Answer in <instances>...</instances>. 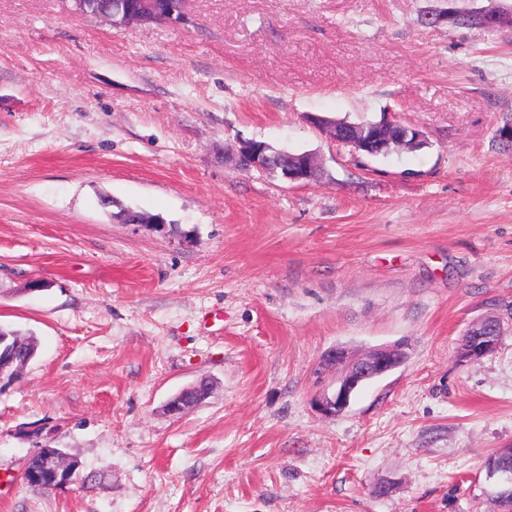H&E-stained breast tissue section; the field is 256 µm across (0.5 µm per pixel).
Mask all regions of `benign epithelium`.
I'll return each mask as SVG.
<instances>
[{
	"label": "benign epithelium",
	"instance_id": "obj_1",
	"mask_svg": "<svg viewBox=\"0 0 512 512\" xmlns=\"http://www.w3.org/2000/svg\"><path fill=\"white\" fill-rule=\"evenodd\" d=\"M172 5L167 0H138L127 10L125 25L139 24L159 15L173 25L186 20L184 5L186 0H175ZM459 15L455 7L444 10H432L424 13L422 22L436 25L442 22L453 26ZM480 21V27L497 31L512 30V11L500 12L483 9L474 12ZM313 122L324 128L325 134L333 141L351 147L355 152L367 155H380L394 148H418L427 145L425 135L418 129L381 120L369 124V128H359L351 124L324 126L322 117L316 116ZM290 183L307 184L314 181V171L318 167L315 157L306 153L296 159L273 160L266 153V147L254 142L241 140L236 152V164L242 170H267L272 164ZM504 321L496 314H489L475 322L463 339L460 357L466 360L480 359L495 352L501 336L504 335ZM406 358L405 345L398 343L376 348L367 354L350 359L341 351L336 350L328 355L325 363L340 366L336 377V389L330 396L318 400L317 407L325 416H336L350 404L354 392L366 382L379 378L400 366ZM77 466L67 458L48 456L43 467L33 470L30 475L36 479H47L57 486L73 480Z\"/></svg>",
	"mask_w": 512,
	"mask_h": 512
}]
</instances>
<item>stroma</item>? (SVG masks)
<instances>
[{"instance_id": "stroma-1", "label": "stroma", "mask_w": 512, "mask_h": 512, "mask_svg": "<svg viewBox=\"0 0 512 512\" xmlns=\"http://www.w3.org/2000/svg\"><path fill=\"white\" fill-rule=\"evenodd\" d=\"M443 5L188 0L116 28L0 0V326L38 341L0 381V512H500L512 332L459 349L512 314V31L421 23ZM313 115L428 145L366 158ZM242 139L324 175L240 170ZM400 341L317 411L328 354ZM45 445L100 482L28 488ZM276 167L288 182L307 184L314 181L313 175L318 164L311 153H306L296 159H278ZM504 332V321L500 316L493 313L485 316L466 333L460 347V357L473 360L494 353ZM405 358V345L401 343L376 348L355 359H348L341 350L332 352L326 357L325 363L340 366L336 389L331 396L318 400L319 411L325 416L340 414L349 406L357 389L397 368Z\"/></svg>"}]
</instances>
